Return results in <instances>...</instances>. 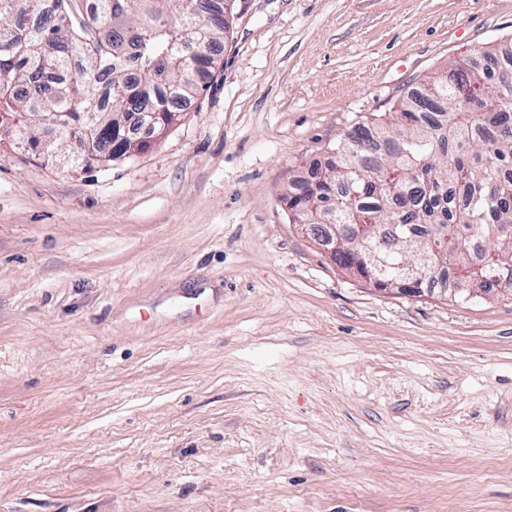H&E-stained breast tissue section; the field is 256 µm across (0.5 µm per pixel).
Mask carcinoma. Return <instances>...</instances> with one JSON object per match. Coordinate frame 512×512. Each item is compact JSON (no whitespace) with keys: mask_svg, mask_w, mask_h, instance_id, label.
<instances>
[{"mask_svg":"<svg viewBox=\"0 0 512 512\" xmlns=\"http://www.w3.org/2000/svg\"><path fill=\"white\" fill-rule=\"evenodd\" d=\"M0 12V113L26 112L42 124L76 123L97 113L92 152L106 164L123 158L144 126L152 132L182 118L217 67L212 47L229 28L226 7L199 15L197 0H91L82 21L71 0H11ZM502 48L473 50L442 76L416 88L388 117L363 116L329 148L324 169L286 196L289 220L350 232L336 264L348 270L374 247L395 265L429 243L438 248L431 288H512V80L485 63ZM77 62V75H68ZM129 112L143 119L126 124ZM497 261L466 281L455 263Z\"/></svg>","mask_w":512,"mask_h":512,"instance_id":"1","label":"carcinoma"}]
</instances>
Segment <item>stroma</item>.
Returning <instances> with one entry per match:
<instances>
[{
	"label": "stroma",
	"mask_w": 512,
	"mask_h": 512,
	"mask_svg": "<svg viewBox=\"0 0 512 512\" xmlns=\"http://www.w3.org/2000/svg\"><path fill=\"white\" fill-rule=\"evenodd\" d=\"M512 0H248L181 121L0 142V512H512V288L341 269L284 196Z\"/></svg>",
	"instance_id": "stroma-1"
}]
</instances>
